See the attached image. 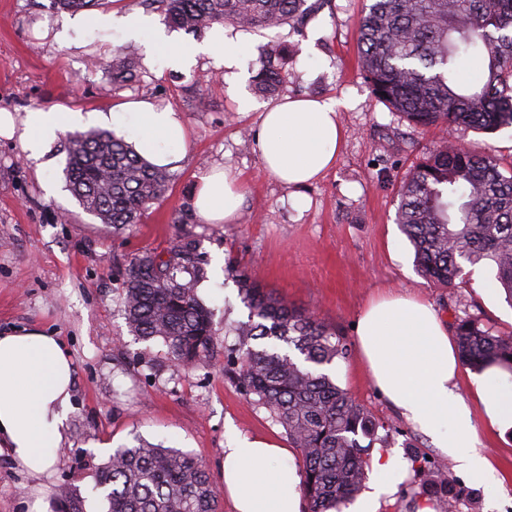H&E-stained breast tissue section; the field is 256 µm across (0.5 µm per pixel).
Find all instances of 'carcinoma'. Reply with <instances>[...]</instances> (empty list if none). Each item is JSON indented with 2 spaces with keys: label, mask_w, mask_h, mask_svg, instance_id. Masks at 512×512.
<instances>
[{
  "label": "carcinoma",
  "mask_w": 512,
  "mask_h": 512,
  "mask_svg": "<svg viewBox=\"0 0 512 512\" xmlns=\"http://www.w3.org/2000/svg\"><path fill=\"white\" fill-rule=\"evenodd\" d=\"M108 2L52 0L67 12ZM154 2L169 27L193 33L216 23L274 28L316 9L307 0ZM358 50L373 97L414 126L483 133L512 127V0H372L358 21ZM463 55L478 61L476 77L460 76ZM286 63L288 48L268 51L253 76L254 92L274 94ZM137 80L131 59L112 63V89ZM67 140L64 174L83 210L115 232L143 223L168 188V168L148 165L111 131L70 132ZM397 223L425 278L451 288L466 267L489 265L512 303V166L501 172L491 149L448 141L423 156L401 190ZM225 272L237 279L249 309L248 321L235 328L237 347L227 353L230 370L297 450L308 512H342L361 489L369 449L387 440L378 435L384 424L326 371L347 358L346 339L333 325L259 287L233 261ZM205 275L188 237L164 254L135 255L122 273L130 331L143 342L163 341L169 359L187 369L214 354L213 313L196 294ZM453 333L464 366L477 372L498 362L512 370V332L459 319ZM443 468L427 460L419 464V494L435 492L443 512H457L459 498L448 489ZM89 498L98 512H218L219 495L198 458L137 437L95 466L87 494L62 487L57 512H86Z\"/></svg>",
  "instance_id": "1"
}]
</instances>
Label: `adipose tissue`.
Instances as JSON below:
<instances>
[{
    "instance_id": "ef3b65f1",
    "label": "adipose tissue",
    "mask_w": 512,
    "mask_h": 512,
    "mask_svg": "<svg viewBox=\"0 0 512 512\" xmlns=\"http://www.w3.org/2000/svg\"><path fill=\"white\" fill-rule=\"evenodd\" d=\"M115 30L144 39L151 64L177 68L192 56L169 42L152 19L136 13L89 12L62 20L53 37L70 42L79 31ZM346 101L288 99L266 106L256 140L267 173L288 186L316 181L336 161L342 130L338 115ZM87 123L132 144L148 164L181 160L187 129L178 113L151 101H124L107 112H75L64 107L29 112L23 119L0 113V137L18 140L29 157L44 155L59 134ZM243 196L229 170L200 177L196 213L209 224L234 223ZM358 346L379 391L403 419L429 438L471 481L492 473L478 447L476 425L490 433L512 429V371L484 369L470 394L460 387L457 348L435 309L402 294L372 301L357 321ZM74 364L57 337L38 327L0 331V450L32 475H51L63 428L71 413ZM290 449L260 434L229 430L221 477L233 512H302L300 473ZM373 477L353 512H380L409 474L396 454L376 451Z\"/></svg>"
}]
</instances>
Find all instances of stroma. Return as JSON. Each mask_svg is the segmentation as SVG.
I'll return each instance as SVG.
<instances>
[{"label": "stroma", "instance_id": "1", "mask_svg": "<svg viewBox=\"0 0 512 512\" xmlns=\"http://www.w3.org/2000/svg\"><path fill=\"white\" fill-rule=\"evenodd\" d=\"M369 0H324L301 29L224 25V36L247 45L238 66L200 55L182 70L150 65L144 45L115 31L84 34L76 49L45 37L62 20L51 0H0V110L25 116L55 106L108 111L123 100L147 99L184 119L185 156L172 169L167 191L143 223L116 233L86 213L66 188L68 142L58 138L42 158H27L17 140L0 138V330L37 326L58 336L75 367L73 410L49 482L93 483L94 467L112 449L141 437L201 458L221 484L224 426L245 434L287 436L269 412L245 398L224 368L223 351L249 310L224 266L236 257L248 276L337 326L355 343L354 324L370 301L387 293L431 304L445 326L472 318L512 331V305L493 289L490 267L469 268L463 283L434 284L416 269L414 252L396 222L400 189L427 149L454 137V128L428 133L376 101L358 62L357 20ZM287 45L291 61L271 95L349 99L335 165L304 188L282 184L264 171L257 145H245L260 123L262 98L241 104V83L260 66L269 42ZM138 66L139 82L115 91L108 75L117 52ZM204 96L205 108L195 106ZM229 169L243 193L239 218L209 224L192 214L201 176ZM193 238L207 271L199 298L214 311L212 361L187 370L171 362L162 341L142 342L126 323L121 269L135 254L161 252L179 237ZM337 384L389 425L387 448L401 458L418 452L439 459L429 440L403 421L372 385L357 353L330 367ZM495 480L471 482L446 462L459 494V512H512V430L479 431ZM40 482L0 455V512H31Z\"/></svg>", "mask_w": 512, "mask_h": 512}]
</instances>
